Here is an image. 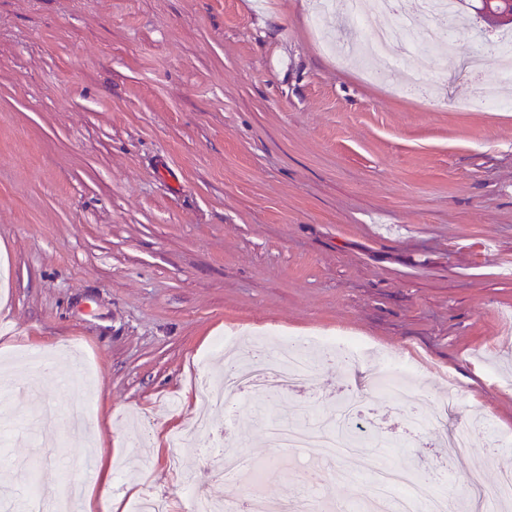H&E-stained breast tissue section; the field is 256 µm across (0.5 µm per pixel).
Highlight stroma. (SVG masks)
<instances>
[{
    "label": "stroma",
    "instance_id": "obj_1",
    "mask_svg": "<svg viewBox=\"0 0 512 512\" xmlns=\"http://www.w3.org/2000/svg\"><path fill=\"white\" fill-rule=\"evenodd\" d=\"M313 0H0V412L23 444L0 486L27 494L73 485L101 506L140 494L190 512L179 462L213 495L358 505L360 459L303 471L268 447L259 411L303 412L360 394L391 437L371 457L428 466L431 486L460 496L463 476L494 484L511 448L512 108L475 105L462 60L492 43L479 19L458 24L460 58L434 60V98L367 81L372 31L318 33ZM353 42L358 64L323 47ZM344 335L369 356L352 373L322 363L307 385L255 396L217 445L276 464L261 486L226 485L216 462L175 448L192 428V380L215 372L225 336ZM71 353L70 388L36 379L11 353ZM428 362L397 373L411 399L379 391L378 356ZM456 382L449 429L470 427L455 467L444 439L410 434ZM60 414L82 408L91 431L38 447L33 396ZM109 472L100 482L99 472Z\"/></svg>",
    "mask_w": 512,
    "mask_h": 512
}]
</instances>
